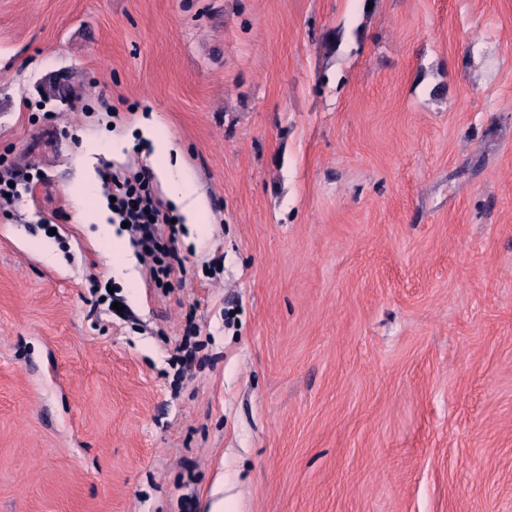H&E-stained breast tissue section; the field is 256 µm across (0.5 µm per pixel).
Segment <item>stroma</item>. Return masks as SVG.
<instances>
[{"instance_id": "obj_1", "label": "stroma", "mask_w": 512, "mask_h": 512, "mask_svg": "<svg viewBox=\"0 0 512 512\" xmlns=\"http://www.w3.org/2000/svg\"><path fill=\"white\" fill-rule=\"evenodd\" d=\"M1 154L0 512H512V0H0ZM144 138L150 140L154 147L152 156L153 171L162 182H167L170 177L169 159L172 152L177 159L179 149H177L168 136L158 127L151 126L142 130ZM0 168V200L1 204L2 201L4 204H9L18 195V188L22 183L17 179V173L10 171L11 163L8 162L7 157L4 155L0 156ZM2 170L6 172V175L3 174ZM9 183H14V187H10ZM6 194H10V197H6ZM113 192L112 223L122 224L128 222L125 231L128 232L133 244L141 253L152 255L157 261L158 268L154 273L159 283L168 284V279L175 272L170 261L178 262L179 270H183L174 244L177 240L179 228L172 224L165 205L155 197L150 187V177L145 173H133L123 178L112 177ZM174 203L180 206V213L185 218V224H201L204 210L196 199L191 198L190 190L186 184H177L173 188Z\"/></svg>"}]
</instances>
